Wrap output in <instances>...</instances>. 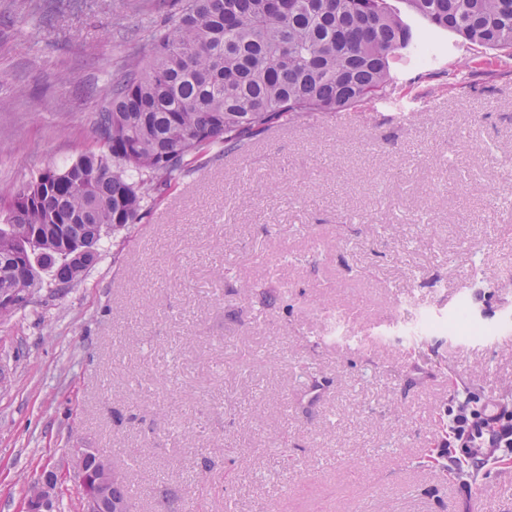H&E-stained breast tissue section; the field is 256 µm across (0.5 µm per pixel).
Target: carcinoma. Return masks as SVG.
Instances as JSON below:
<instances>
[{
    "instance_id": "obj_1",
    "label": "carcinoma",
    "mask_w": 512,
    "mask_h": 512,
    "mask_svg": "<svg viewBox=\"0 0 512 512\" xmlns=\"http://www.w3.org/2000/svg\"><path fill=\"white\" fill-rule=\"evenodd\" d=\"M171 0L97 112L102 150L0 188V286L60 287L98 264L105 233L141 223L145 200L268 129L389 95L432 35L512 50V0Z\"/></svg>"
}]
</instances>
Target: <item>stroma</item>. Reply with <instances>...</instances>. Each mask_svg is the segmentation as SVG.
Returning <instances> with one entry per match:
<instances>
[{"label":"stroma","mask_w":512,"mask_h":512,"mask_svg":"<svg viewBox=\"0 0 512 512\" xmlns=\"http://www.w3.org/2000/svg\"><path fill=\"white\" fill-rule=\"evenodd\" d=\"M0 0V187L96 151L94 119L157 0L43 19ZM380 107L264 132L158 190L141 224L0 319V512L103 449L131 512H512V456L439 453L454 388L512 396V58L438 36ZM469 181L460 189V181ZM484 329L417 339V309ZM356 311L328 336L321 310Z\"/></svg>","instance_id":"35a3bbf8"}]
</instances>
